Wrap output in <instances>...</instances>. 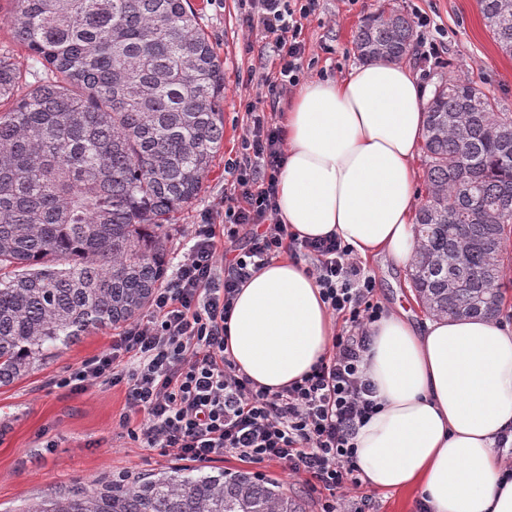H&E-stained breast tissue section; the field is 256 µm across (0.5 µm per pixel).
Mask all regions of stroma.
<instances>
[{
	"mask_svg": "<svg viewBox=\"0 0 512 512\" xmlns=\"http://www.w3.org/2000/svg\"><path fill=\"white\" fill-rule=\"evenodd\" d=\"M199 24L224 62V143L191 206L173 217L169 261L177 263L190 245L192 226L205 212L223 214L231 182L224 164L241 149L245 104L252 78L274 73L267 40L242 27V0H191ZM407 14L427 13L443 31V62L422 74L407 56L420 82L435 88L448 74H459L512 108V57L501 53L488 33L477 0H324L318 19L303 37L310 49L308 78H338L360 59L357 30L384 5ZM115 329L91 333L38 362L12 384L0 387V512L73 485L161 472L176 458L132 447L118 422L125 407L124 386L109 384L86 393L58 387L67 369L101 355L112 345Z\"/></svg>",
	"mask_w": 512,
	"mask_h": 512,
	"instance_id": "35a3bbf8",
	"label": "stroma"
}]
</instances>
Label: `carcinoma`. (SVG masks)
Here are the masks:
<instances>
[{
    "label": "carcinoma",
    "instance_id": "cac0c4a2",
    "mask_svg": "<svg viewBox=\"0 0 512 512\" xmlns=\"http://www.w3.org/2000/svg\"><path fill=\"white\" fill-rule=\"evenodd\" d=\"M21 70L0 48V386L139 319L168 271L170 221L201 194L224 141V62L190 0H11ZM512 55V0H478ZM381 10L360 59L413 48ZM34 83L18 95V89ZM426 195L410 278L440 318L501 314L512 272V110L464 77L427 104ZM18 512H309L278 480L170 468L47 495Z\"/></svg>",
    "mask_w": 512,
    "mask_h": 512
}]
</instances>
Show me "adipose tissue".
<instances>
[{"label": "adipose tissue", "mask_w": 512, "mask_h": 512, "mask_svg": "<svg viewBox=\"0 0 512 512\" xmlns=\"http://www.w3.org/2000/svg\"><path fill=\"white\" fill-rule=\"evenodd\" d=\"M426 125L425 95L405 64L378 60L307 81L281 122L279 219L300 238L333 233L361 259L409 268ZM335 334L314 280L280 258L242 286L228 343L240 371L276 391L308 372ZM371 336L365 368L381 409L354 439L364 482L415 490L431 512H512L497 446L512 427V326L497 318L419 324L397 307Z\"/></svg>", "instance_id": "1"}]
</instances>
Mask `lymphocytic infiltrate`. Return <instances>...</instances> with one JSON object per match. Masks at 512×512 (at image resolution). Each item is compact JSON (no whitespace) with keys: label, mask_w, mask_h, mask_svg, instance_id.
Returning <instances> with one entry per match:
<instances>
[{"label":"lymphocytic infiltrate","mask_w":512,"mask_h":512,"mask_svg":"<svg viewBox=\"0 0 512 512\" xmlns=\"http://www.w3.org/2000/svg\"><path fill=\"white\" fill-rule=\"evenodd\" d=\"M242 19L270 40L277 78L261 76L246 104L241 151L224 220L204 213L172 277L158 288L149 319L131 323L112 348L68 371L59 387L84 393L98 383L126 387L119 420L135 447L206 464L233 454L277 464L321 490L320 512H378L361 495L353 442L379 403L364 369L370 329L383 310L374 277L336 236L300 240L279 223L278 185L287 158L273 111L304 76L305 21L321 0H248ZM302 259L340 326L325 356L288 387L272 391L240 372L228 346L237 292L280 257Z\"/></svg>","instance_id":"f902f5d3"}]
</instances>
